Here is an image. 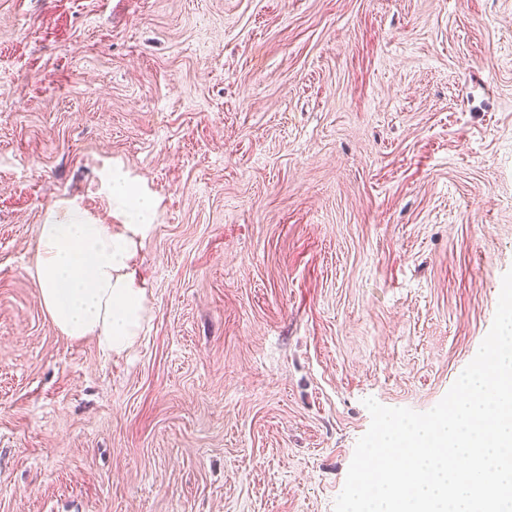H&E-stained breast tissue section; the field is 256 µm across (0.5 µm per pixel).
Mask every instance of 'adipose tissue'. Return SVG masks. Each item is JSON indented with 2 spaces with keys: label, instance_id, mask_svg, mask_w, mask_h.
Listing matches in <instances>:
<instances>
[{
  "label": "adipose tissue",
  "instance_id": "1",
  "mask_svg": "<svg viewBox=\"0 0 512 512\" xmlns=\"http://www.w3.org/2000/svg\"><path fill=\"white\" fill-rule=\"evenodd\" d=\"M118 224H101L71 206L37 233L39 298L54 326L72 338L95 337L103 352L131 348L151 319L147 291L133 267L137 240L155 221L153 199L127 172L107 174Z\"/></svg>",
  "mask_w": 512,
  "mask_h": 512
}]
</instances>
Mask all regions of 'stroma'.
Here are the masks:
<instances>
[{
    "instance_id": "obj_1",
    "label": "stroma",
    "mask_w": 512,
    "mask_h": 512,
    "mask_svg": "<svg viewBox=\"0 0 512 512\" xmlns=\"http://www.w3.org/2000/svg\"><path fill=\"white\" fill-rule=\"evenodd\" d=\"M115 165L158 206L106 357L33 271ZM511 269L512 0H0V512H334Z\"/></svg>"
}]
</instances>
